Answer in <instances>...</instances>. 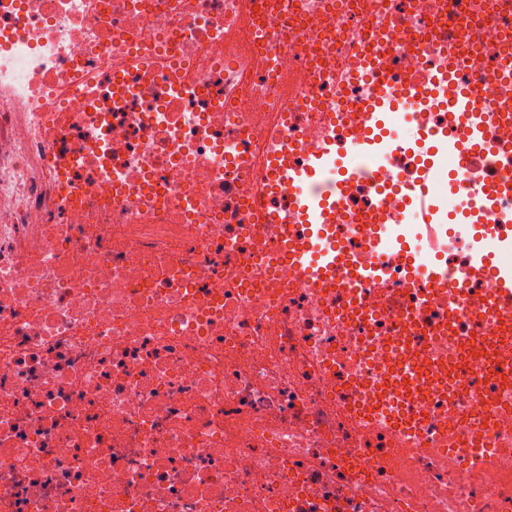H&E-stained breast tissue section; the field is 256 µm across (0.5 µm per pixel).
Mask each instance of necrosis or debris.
<instances>
[{"label":"necrosis or debris","instance_id":"1","mask_svg":"<svg viewBox=\"0 0 512 512\" xmlns=\"http://www.w3.org/2000/svg\"><path fill=\"white\" fill-rule=\"evenodd\" d=\"M451 57L449 93H512V0H0V512H512V342L479 367L467 275L512 225L381 251L339 298L286 258L306 225L264 222L271 162L358 135L377 61ZM421 147L347 188L341 279Z\"/></svg>","mask_w":512,"mask_h":512}]
</instances>
